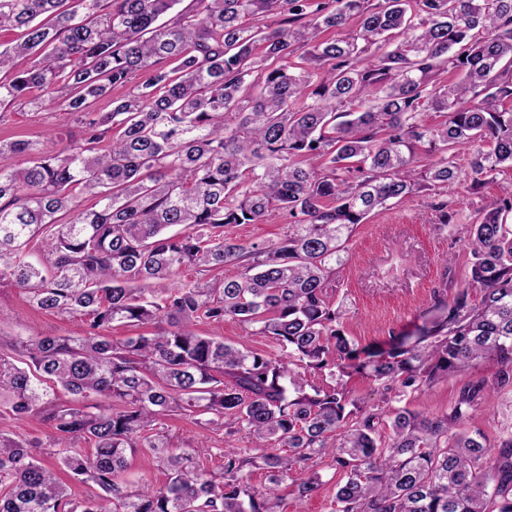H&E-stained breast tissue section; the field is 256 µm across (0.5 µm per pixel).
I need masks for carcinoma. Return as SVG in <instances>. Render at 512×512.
Here are the masks:
<instances>
[{
	"label": "carcinoma",
	"mask_w": 512,
	"mask_h": 512,
	"mask_svg": "<svg viewBox=\"0 0 512 512\" xmlns=\"http://www.w3.org/2000/svg\"><path fill=\"white\" fill-rule=\"evenodd\" d=\"M180 2L0 0V29L24 32L0 44V106L62 108L73 123L58 152L0 141V281L87 318L82 336L0 341V419L36 414L59 446L49 463L36 440L0 433V512H277L288 479L316 493L326 455L334 512H512V434L460 429L512 391V188L459 225L467 275L437 294L444 315L390 332L388 348H358L326 288L368 214L422 188L448 194L455 151L471 152L476 185L512 167V0H192L159 22ZM447 69L457 81L437 82ZM435 211L458 221L446 200ZM274 212L288 230L267 247L224 234ZM183 267L213 276L177 285ZM227 318L279 353L194 329ZM114 323L154 330L114 340ZM487 361L441 414L364 407L342 382L352 370L418 392ZM305 370L332 385L308 387ZM176 412L251 446L207 470L172 447L163 420ZM137 452L164 484L124 477ZM70 480L94 492L75 499Z\"/></svg>",
	"instance_id": "obj_1"
}]
</instances>
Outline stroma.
Masks as SVG:
<instances>
[{"instance_id": "obj_1", "label": "stroma", "mask_w": 512, "mask_h": 512, "mask_svg": "<svg viewBox=\"0 0 512 512\" xmlns=\"http://www.w3.org/2000/svg\"><path fill=\"white\" fill-rule=\"evenodd\" d=\"M70 120L66 112H37L29 108H0V140L27 139L60 150L68 143ZM470 156L461 152L454 158L461 170L451 198L459 214L458 224L439 226L434 209L439 197L431 190H421L402 202L372 212L355 229L348 244L347 260L327 283L332 303L344 302L349 314L344 322L346 336L356 345L383 344L389 330H410L422 323L433 304V292L441 288L449 254L457 274H464L463 245L459 224H467L478 213L498 206L505 186L512 184V168H502L481 186H473L467 176ZM0 328L14 336L31 334L82 335L83 317H60L33 308L24 290L0 283ZM464 376L451 377L419 392L386 399L376 385L361 375L346 379L353 397L368 406H406L426 414L447 411ZM171 442L177 448H195L205 444L209 454L200 456V464L216 469L222 463L219 449L247 447V439L230 437L224 431L205 425L202 417L178 414L166 421ZM464 427L483 431L489 439L512 432V392H504L489 405L473 412ZM323 483L311 498L298 500L291 482L281 486L283 501L279 512H333L337 475L330 459L314 464Z\"/></svg>"}]
</instances>
